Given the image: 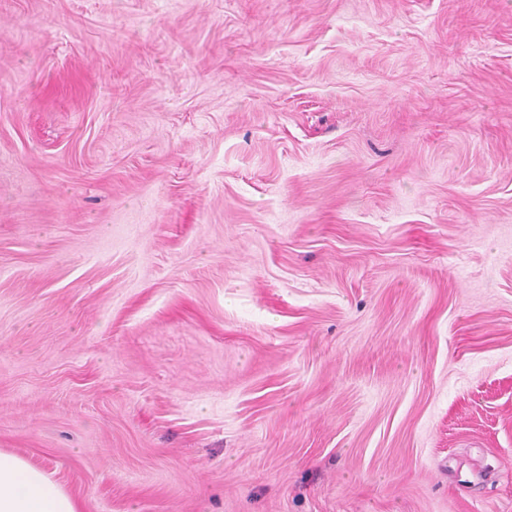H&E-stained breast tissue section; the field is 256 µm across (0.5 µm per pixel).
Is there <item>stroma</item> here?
Wrapping results in <instances>:
<instances>
[{"instance_id":"stroma-1","label":"stroma","mask_w":512,"mask_h":512,"mask_svg":"<svg viewBox=\"0 0 512 512\" xmlns=\"http://www.w3.org/2000/svg\"><path fill=\"white\" fill-rule=\"evenodd\" d=\"M0 448L81 512H512V0H0Z\"/></svg>"}]
</instances>
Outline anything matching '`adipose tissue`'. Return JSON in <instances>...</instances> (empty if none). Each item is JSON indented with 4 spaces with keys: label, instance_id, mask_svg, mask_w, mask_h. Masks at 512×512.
<instances>
[{
    "label": "adipose tissue",
    "instance_id": "ef3b65f1",
    "mask_svg": "<svg viewBox=\"0 0 512 512\" xmlns=\"http://www.w3.org/2000/svg\"><path fill=\"white\" fill-rule=\"evenodd\" d=\"M0 512H79L53 475L0 449Z\"/></svg>",
    "mask_w": 512,
    "mask_h": 512
}]
</instances>
